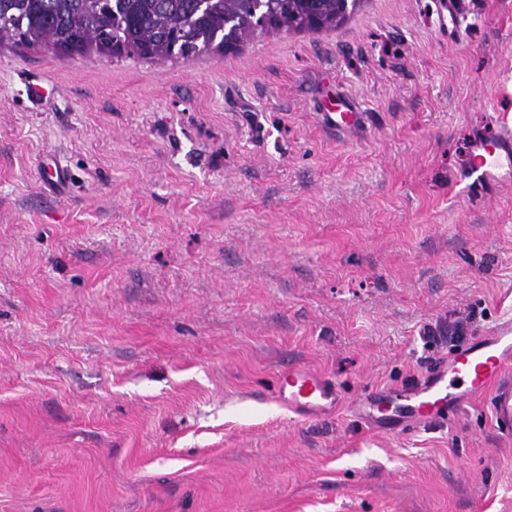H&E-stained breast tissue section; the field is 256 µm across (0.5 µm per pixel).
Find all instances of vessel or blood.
Returning a JSON list of instances; mask_svg holds the SVG:
<instances>
[{
    "instance_id": "vessel-or-blood-1",
    "label": "vessel or blood",
    "mask_w": 512,
    "mask_h": 512,
    "mask_svg": "<svg viewBox=\"0 0 512 512\" xmlns=\"http://www.w3.org/2000/svg\"><path fill=\"white\" fill-rule=\"evenodd\" d=\"M512 170V135L475 136L470 147L471 173L478 184ZM404 403L393 407L388 392L370 390L351 409L371 430L418 432L447 424L451 414L479 397H487L494 427L512 434V317L500 318L477 336L443 357L403 389ZM276 398L302 417L336 410L340 393L335 382L303 366L281 371Z\"/></svg>"
}]
</instances>
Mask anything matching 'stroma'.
Wrapping results in <instances>:
<instances>
[{"label": "stroma", "instance_id": "1", "mask_svg": "<svg viewBox=\"0 0 512 512\" xmlns=\"http://www.w3.org/2000/svg\"><path fill=\"white\" fill-rule=\"evenodd\" d=\"M448 2L192 59L0 39V512H512L482 401L349 411L512 313V177L462 178L512 127V0ZM291 364L335 411L273 399ZM343 108V109H342ZM362 119L361 112H355L354 109L347 104L338 106L337 109L327 112L326 120L336 128L347 126H358Z\"/></svg>", "mask_w": 512, "mask_h": 512}]
</instances>
